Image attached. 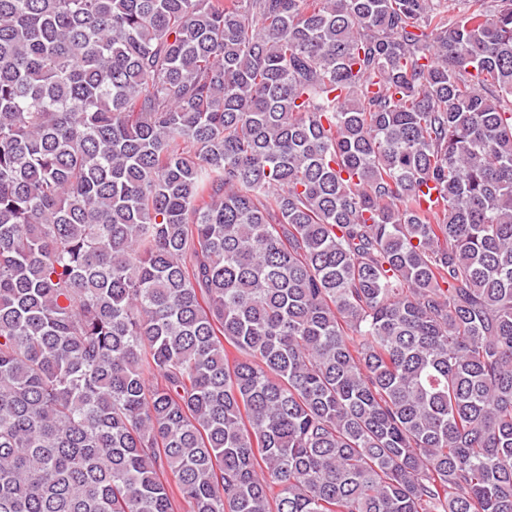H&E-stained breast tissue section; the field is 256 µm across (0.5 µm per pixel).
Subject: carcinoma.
<instances>
[{
  "label": "carcinoma",
  "instance_id": "1",
  "mask_svg": "<svg viewBox=\"0 0 512 512\" xmlns=\"http://www.w3.org/2000/svg\"><path fill=\"white\" fill-rule=\"evenodd\" d=\"M474 2L0 0V512H512Z\"/></svg>",
  "mask_w": 512,
  "mask_h": 512
}]
</instances>
